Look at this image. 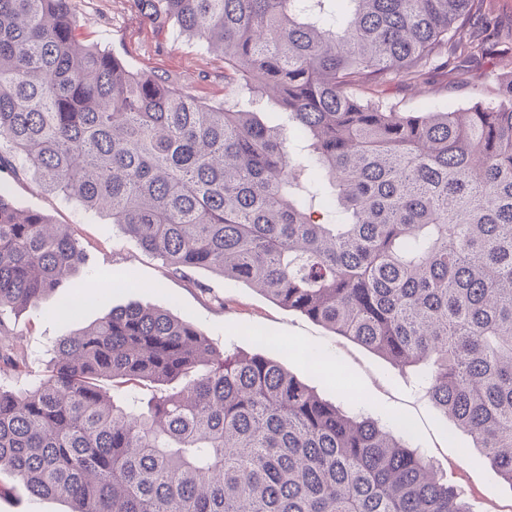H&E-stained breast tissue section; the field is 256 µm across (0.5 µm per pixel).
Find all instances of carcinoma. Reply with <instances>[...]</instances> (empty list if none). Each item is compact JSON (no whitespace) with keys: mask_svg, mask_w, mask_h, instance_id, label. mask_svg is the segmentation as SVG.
Returning <instances> with one entry per match:
<instances>
[{"mask_svg":"<svg viewBox=\"0 0 512 512\" xmlns=\"http://www.w3.org/2000/svg\"><path fill=\"white\" fill-rule=\"evenodd\" d=\"M137 2L277 101L280 127L80 43L72 0H0V171L7 145L172 274L242 280L425 367L431 401L512 484V71L453 111L384 98L494 55L485 0ZM85 260L68 226L0 191V315ZM24 368L0 351V376ZM398 428L137 304L62 338L32 387L0 385V470L70 512H472Z\"/></svg>","mask_w":512,"mask_h":512,"instance_id":"1","label":"carcinoma"}]
</instances>
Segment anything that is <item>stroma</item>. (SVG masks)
<instances>
[{"label": "stroma", "instance_id": "1", "mask_svg": "<svg viewBox=\"0 0 512 512\" xmlns=\"http://www.w3.org/2000/svg\"><path fill=\"white\" fill-rule=\"evenodd\" d=\"M75 34L85 45L109 51L131 69L163 74L173 86L205 101L220 103L242 96L240 85L227 84L224 59L173 25L157 27L134 0H74ZM512 70L506 56L475 65L463 80L434 74L429 86L392 90L391 103L403 112L448 110L490 99L498 77ZM15 173H0V191L18 209L35 210L52 222L68 225L87 261L55 292L37 304L5 316L4 343L24 356L25 373L6 379L16 389L46 374L56 344L97 321L112 307L138 304L163 307L200 328L228 353L253 354L259 339L277 343L270 351L279 364L325 400L363 412L383 423H410L412 444L435 465L443 482L462 492L474 512H501L512 506V484L505 482L466 432L455 427L418 383L419 368H401L320 323L288 310L245 282L200 269L192 280L169 273L164 261L122 237L106 214L85 209L76 200L39 187L22 161ZM98 292L102 301L83 305L71 317L56 315L63 297ZM315 350L323 372L304 361ZM0 512H69L66 502L32 497L9 471L0 472Z\"/></svg>", "mask_w": 512, "mask_h": 512}]
</instances>
